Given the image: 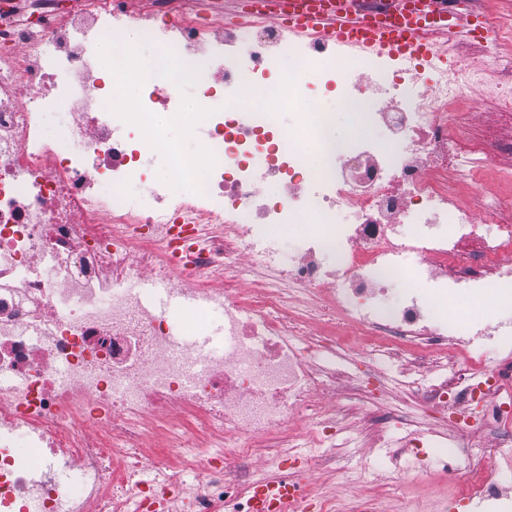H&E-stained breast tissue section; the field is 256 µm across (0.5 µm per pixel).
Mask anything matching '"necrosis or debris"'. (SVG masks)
<instances>
[{
	"label": "necrosis or debris",
	"instance_id": "necrosis-or-debris-1",
	"mask_svg": "<svg viewBox=\"0 0 512 512\" xmlns=\"http://www.w3.org/2000/svg\"><path fill=\"white\" fill-rule=\"evenodd\" d=\"M128 2L0 0V512H253L255 456L293 430L335 434L336 379L316 358L345 335L456 365L421 404L451 406L457 432L511 423L512 323L454 321L434 304L512 303V164L500 162L512 141L461 127L483 68L372 58L358 77L255 13L224 38V0L190 14L185 0ZM131 30L200 69L203 143L217 160L205 194L158 181L140 130L105 108L114 81L97 44ZM290 64L304 99L359 102L380 144L337 137L329 109L315 110L317 134L295 139L282 120L229 105L242 87L275 88ZM364 82L375 93L362 99ZM53 112L67 115L56 138ZM490 178L504 196L480 220L470 199ZM271 180L284 186L273 200L261 191ZM131 185L150 205L130 208ZM282 224L305 227L286 263L269 231ZM257 271L265 283L244 287ZM145 277L188 282L189 303L148 309L134 287ZM484 344L502 353L495 368L480 364ZM151 432L163 447H148ZM510 446L492 444L475 466L449 450L450 472L466 477L458 499L512 496L494 480ZM58 468L79 470L76 489Z\"/></svg>",
	"mask_w": 512,
	"mask_h": 512
}]
</instances>
